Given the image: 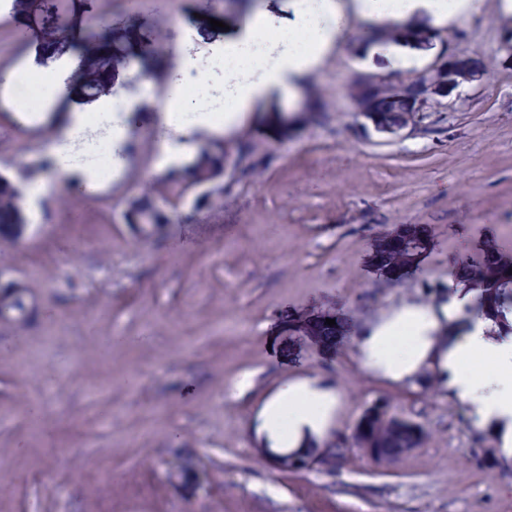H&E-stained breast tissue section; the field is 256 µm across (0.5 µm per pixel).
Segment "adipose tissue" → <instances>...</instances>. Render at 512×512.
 Segmentation results:
<instances>
[{"mask_svg": "<svg viewBox=\"0 0 512 512\" xmlns=\"http://www.w3.org/2000/svg\"><path fill=\"white\" fill-rule=\"evenodd\" d=\"M289 8L290 17L279 23L267 9H254L223 50L210 53L209 67L200 66L191 49L178 50L179 79L168 84L163 108V126L173 140L162 167L180 166L183 155L196 146L193 134L232 131L271 98H299L349 16L376 29L389 23L446 26L471 16L476 4L475 0H290ZM271 27L278 40L270 46L263 33ZM232 55L244 57L247 65L241 71H225L223 112L208 111L183 95V83L206 84L222 57ZM122 105V99L108 97L88 110L73 112L50 148L51 160L65 176L80 181L97 177L94 168L74 164L71 154L72 143L90 116L109 124L113 151H123L129 135L118 114ZM469 302V297L454 296L437 312L416 305L394 309L357 336L360 359L364 368L395 382L433 373L450 397L472 407L475 425L495 435L498 456L512 459V336L490 335L486 320L467 313ZM479 353L492 362V373L479 376L471 369L470 360ZM337 405V392L318 379L295 380L267 403L261 429L271 448L304 450L329 435Z\"/></svg>", "mask_w": 512, "mask_h": 512, "instance_id": "ef3b65f1", "label": "adipose tissue"}]
</instances>
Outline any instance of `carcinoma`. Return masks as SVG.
Here are the masks:
<instances>
[{
	"label": "carcinoma",
	"mask_w": 512,
	"mask_h": 512,
	"mask_svg": "<svg viewBox=\"0 0 512 512\" xmlns=\"http://www.w3.org/2000/svg\"><path fill=\"white\" fill-rule=\"evenodd\" d=\"M433 38L427 30L387 27L375 39L362 38L359 46L368 48L374 44L407 45ZM106 44L85 46L81 57L88 68L82 86L84 94L97 99L110 92L102 70L107 66ZM349 89L355 91L351 108L354 111L367 109L377 112L380 121L391 126L397 123L403 104L391 101L393 95L385 85H364L360 77L352 79ZM307 112L303 123L307 124L324 111V103L317 86L309 84L305 89ZM233 149L242 159L243 165L235 183L250 180L260 174L269 164L270 156L265 150L247 137L226 142L222 139L210 142L199 148L192 161L183 169L184 178H177L178 172L170 170L147 184L141 193L126 201L127 212L146 225L140 232L138 244L145 245L162 236L166 225L173 223L177 212H166L157 208L155 195L163 190L181 198L188 188L196 187L201 179L223 169L224 152ZM25 177L0 175V224H22L24 214L20 205L22 185ZM419 247L417 239L403 242L402 248L395 250L383 259L387 265H400ZM505 245L493 241L474 255H463L452 262L450 274L461 288L473 293L470 310L491 322L492 329L499 336L512 335V259H506ZM354 448H375L389 452L394 448H421L429 438L425 427L417 422L403 419L395 411L390 418H358L352 433Z\"/></svg>",
	"instance_id": "1"
}]
</instances>
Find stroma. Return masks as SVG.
Returning a JSON list of instances; mask_svg holds the SVG:
<instances>
[{"instance_id":"obj_1","label":"stroma","mask_w":512,"mask_h":512,"mask_svg":"<svg viewBox=\"0 0 512 512\" xmlns=\"http://www.w3.org/2000/svg\"><path fill=\"white\" fill-rule=\"evenodd\" d=\"M44 8L14 0L0 40L16 44L11 68L49 82L76 72L79 59L61 48ZM102 18L112 91L133 96L138 131L111 183L74 187L53 200L51 222L27 216L19 241L0 247V270L27 305L26 321L0 317V512H512V461L472 460L468 408L368 371L354 339L327 347L314 337L329 319L354 327L404 303L437 308L452 258L487 237L505 240L512 67L501 43L512 16L481 0L472 18L438 29L428 59L464 52L489 71L455 109H433L399 136L364 129L350 109L354 75L397 74L382 52H356L364 24L350 17L314 76L323 118L286 133L276 114L288 100L258 106L233 134L269 150L271 165L198 213L196 190L163 200L185 219L147 249L122 213L162 172L160 117L176 48L223 43L235 18L214 0H72L67 31L76 42L97 39ZM158 33L163 41L136 62ZM9 103L1 85L4 172L37 163L64 109L87 105L75 89L60 109L34 116ZM409 224L422 247L394 281L375 251ZM60 252L64 272L51 261ZM306 377L339 393L333 432L350 433L382 398L425 426L426 444L387 470L355 453L331 472L277 468L262 452L260 413ZM178 453L196 470L184 488L167 474Z\"/></svg>"}]
</instances>
